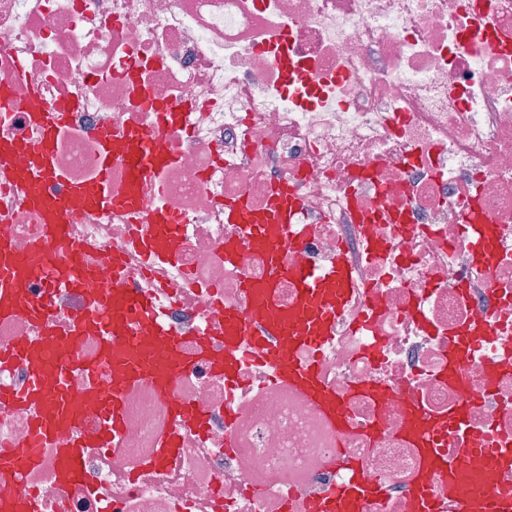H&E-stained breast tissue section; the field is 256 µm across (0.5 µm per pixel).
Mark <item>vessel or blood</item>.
Segmentation results:
<instances>
[{"mask_svg":"<svg viewBox=\"0 0 512 512\" xmlns=\"http://www.w3.org/2000/svg\"><path fill=\"white\" fill-rule=\"evenodd\" d=\"M20 102L40 127L46 148L41 157L25 171L10 168V157L21 150V141L0 138V177L22 184L28 203L34 205L43 220L41 237L26 252L15 251L10 239L0 235V319L24 314L40 327L32 338H25L9 351L0 353V365L21 364L27 381L20 387H0V407L25 408L33 414L29 439L20 445L0 449V483L20 482L24 474L39 465L43 450L55 449L56 478L69 491H82L87 478L82 466L87 447L106 446L123 425L125 388L150 382L166 396L174 417H181L188 405L171 396L176 378L203 364L223 374L226 383H235L243 364L266 358L273 365L274 382L292 387L311 400L334 427H344L343 407L324 386L317 359L302 360L300 348L318 351L328 333L337 305L347 300L355 287L353 272L346 261L329 271L311 267L288 270L278 262L281 248L297 241L299 225L290 221L296 209L293 200L276 193L271 210L249 223L246 203L230 207L229 218L242 226V243L263 251L271 263L267 279L250 281L244 286L251 300L250 314L228 309L224 312V350L215 352L207 341L187 349L183 341L163 322L153 300L113 284L93 295L84 294L82 284L94 272L92 256L82 245L73 243L66 224L68 213L90 204L106 211L114 207H138L150 176L161 159L143 133L115 139L104 133L100 139L99 179L94 186L73 187L63 199H52L42 192L46 180L58 178L52 145L63 111L45 110L37 91L15 98L9 81L0 80V104ZM125 157L129 180L125 195L113 197L108 189L112 180V160ZM177 220L167 211L150 216V232L141 241L149 259L161 264L178 260L174 238ZM242 243L224 248L227 261H236ZM292 277L299 290L296 305L278 309L277 284ZM51 279L54 286L81 294L66 333H59L55 322L56 306L52 296L29 303L25 292L30 283ZM96 339L93 357L82 354L87 339ZM83 380L81 387L70 384L73 376ZM104 410L103 427L85 437L73 436L83 420L87 405ZM406 433L419 448L428 473L440 476L457 494L460 512H512V484H500L496 476L512 470V444L486 452V468L475 474L465 463L448 461L434 447L436 429L411 414ZM182 446L180 429H171L159 444L151 466L157 467L178 455ZM350 476L337 485L318 506L317 512H360L362 502L379 494L380 488L361 481L355 463H347ZM413 512H444L442 503L425 485L412 488Z\"/></svg>","mask_w":512,"mask_h":512,"instance_id":"b4317fda","label":"vessel or blood"}]
</instances>
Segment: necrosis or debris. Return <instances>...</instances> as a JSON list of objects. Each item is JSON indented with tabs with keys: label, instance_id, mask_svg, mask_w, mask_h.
<instances>
[{
	"label": "necrosis or debris",
	"instance_id": "obj_1",
	"mask_svg": "<svg viewBox=\"0 0 512 512\" xmlns=\"http://www.w3.org/2000/svg\"><path fill=\"white\" fill-rule=\"evenodd\" d=\"M0 77L49 110L80 102L56 133L62 180L50 191L96 179L107 127L144 131L174 155L141 211L70 217L101 273L88 292L124 252L125 287L155 290L172 332L222 349L213 296L245 308L244 283L267 271L248 247L225 262L241 227L224 212L241 198L265 210L278 189L295 191L307 228L282 263L325 271L343 251L358 282L319 351L347 430L261 368L245 367L229 394L199 367L174 393L208 423L185 430L172 462L144 464L171 421L143 384L124 391L111 446L86 451L89 492L57 485L48 449L0 498H34L37 512H312L348 457L385 487L361 512H407L422 473L404 435L410 408L436 424L439 453L473 469L483 449L512 443V0H0ZM146 92L185 121L158 128ZM0 135L27 144L13 167L42 149L23 111L0 106ZM157 208L179 219L178 265L148 261L133 240ZM40 222L0 180V233L16 250ZM481 315L494 341L452 383L448 350ZM367 381L385 386L384 402L358 391Z\"/></svg>",
	"mask_w": 512,
	"mask_h": 512
}]
</instances>
